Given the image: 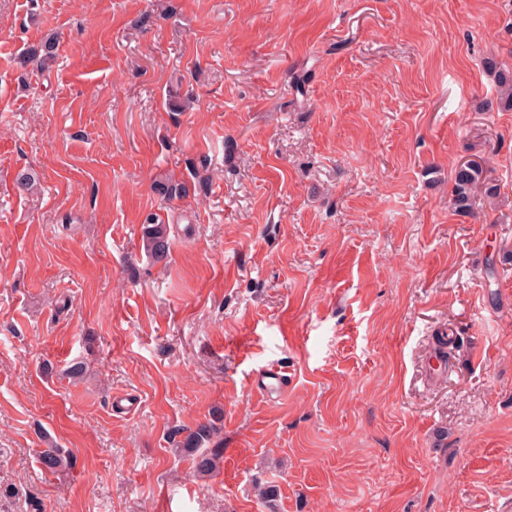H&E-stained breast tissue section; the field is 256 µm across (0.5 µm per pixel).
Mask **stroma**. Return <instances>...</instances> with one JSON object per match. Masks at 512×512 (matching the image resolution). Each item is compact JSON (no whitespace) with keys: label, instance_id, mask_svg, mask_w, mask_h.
I'll return each mask as SVG.
<instances>
[{"label":"stroma","instance_id":"obj_1","mask_svg":"<svg viewBox=\"0 0 512 512\" xmlns=\"http://www.w3.org/2000/svg\"><path fill=\"white\" fill-rule=\"evenodd\" d=\"M491 56L512 0H0V512H512ZM469 160L500 197L461 216ZM272 362L276 401L250 389ZM210 421L201 478L173 450ZM170 228L157 214H149L144 224V248L149 257L160 261L167 256L170 248Z\"/></svg>","mask_w":512,"mask_h":512}]
</instances>
